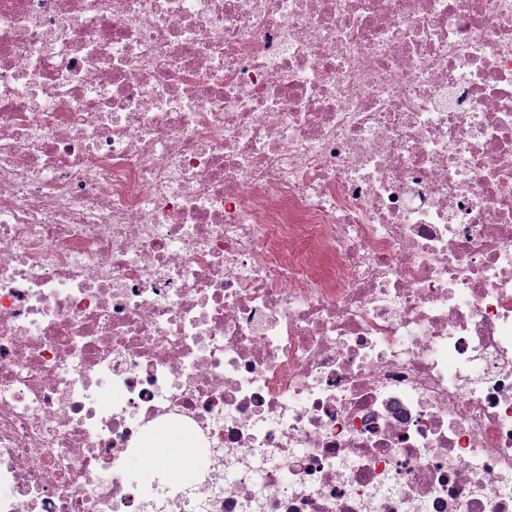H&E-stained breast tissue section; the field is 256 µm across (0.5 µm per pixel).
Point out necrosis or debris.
I'll return each mask as SVG.
<instances>
[{"instance_id":"necrosis-or-debris-1","label":"necrosis or debris","mask_w":512,"mask_h":512,"mask_svg":"<svg viewBox=\"0 0 512 512\" xmlns=\"http://www.w3.org/2000/svg\"><path fill=\"white\" fill-rule=\"evenodd\" d=\"M0 512H512V0H0Z\"/></svg>"}]
</instances>
